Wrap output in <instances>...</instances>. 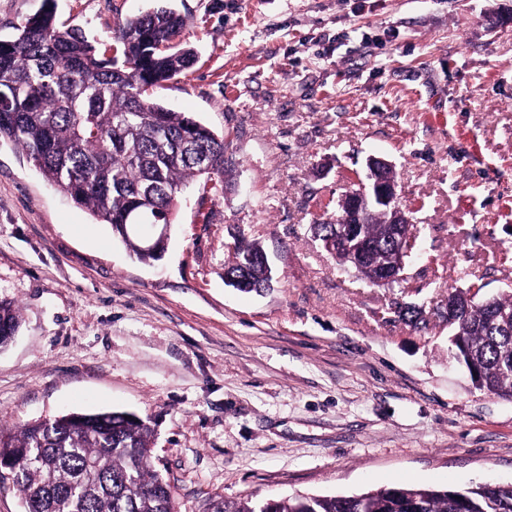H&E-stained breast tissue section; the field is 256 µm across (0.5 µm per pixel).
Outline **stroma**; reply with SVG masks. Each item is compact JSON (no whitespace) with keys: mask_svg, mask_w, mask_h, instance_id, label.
Instances as JSON below:
<instances>
[{"mask_svg":"<svg viewBox=\"0 0 512 512\" xmlns=\"http://www.w3.org/2000/svg\"><path fill=\"white\" fill-rule=\"evenodd\" d=\"M166 5L196 52L155 98L223 136L222 188L191 183L161 260L0 141V427L118 410L156 424L150 465L177 512L211 500L512 483V401L473 386L448 294L512 293V0H0V36L53 8L100 45ZM376 156L418 235L400 281L329 254ZM258 244L269 288L224 270ZM19 326L17 309L11 303L0 301V347L16 335Z\"/></svg>","mask_w":512,"mask_h":512,"instance_id":"1","label":"stroma"}]
</instances>
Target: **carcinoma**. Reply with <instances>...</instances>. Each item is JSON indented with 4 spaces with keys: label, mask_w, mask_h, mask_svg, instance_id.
Segmentation results:
<instances>
[{
    "label": "carcinoma",
    "mask_w": 512,
    "mask_h": 512,
    "mask_svg": "<svg viewBox=\"0 0 512 512\" xmlns=\"http://www.w3.org/2000/svg\"><path fill=\"white\" fill-rule=\"evenodd\" d=\"M186 18L160 6L115 25V54H101L79 28L59 27L52 11L0 37V139L19 146L29 163L75 203L90 208L114 238L142 262L138 224H170L187 184L221 182L224 138L175 112L149 90L177 79L195 62L189 48L167 49ZM347 230L368 247L356 264L378 278L391 249L414 247L403 211L375 210L365 224L323 221L320 231ZM264 252L236 249L224 276L244 292L264 286ZM450 326L455 355L478 388L512 399V294L461 303ZM17 309L0 301V346L16 335ZM151 421L125 411L72 412L18 432L0 428V459L9 460L18 494L30 512H175L170 485L150 469ZM211 512H512V484L438 490L390 487L351 496H294L239 504L215 500Z\"/></svg>",
    "instance_id": "obj_1"
}]
</instances>
